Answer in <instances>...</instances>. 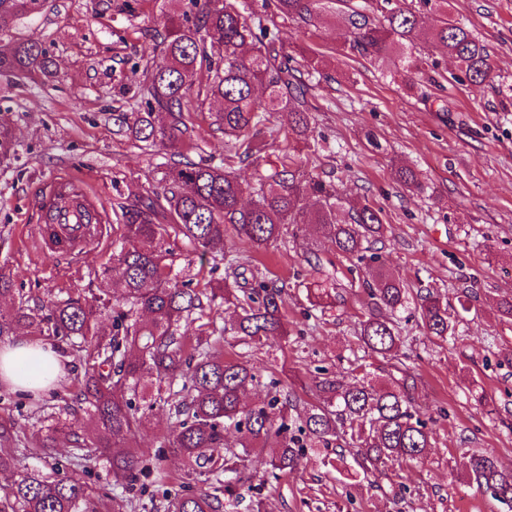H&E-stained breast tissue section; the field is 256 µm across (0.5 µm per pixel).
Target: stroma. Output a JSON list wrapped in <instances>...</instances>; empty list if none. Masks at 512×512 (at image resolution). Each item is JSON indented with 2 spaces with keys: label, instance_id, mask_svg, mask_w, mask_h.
<instances>
[{
  "label": "stroma",
  "instance_id": "stroma-1",
  "mask_svg": "<svg viewBox=\"0 0 512 512\" xmlns=\"http://www.w3.org/2000/svg\"><path fill=\"white\" fill-rule=\"evenodd\" d=\"M244 2L278 36L293 65L303 66L309 53L321 66L307 95L317 155L291 145L287 127H280L257 160L240 165L242 182L255 184L277 155L294 149L306 161L304 173L383 210L387 232L378 255L389 271L411 288L434 289L452 306L471 292L472 310L461 313L447 342L436 343L419 327L415 308L406 309L404 358L382 359L357 336L367 264L337 254L312 224L288 228L260 252L227 230L234 253L284 284L288 333L254 346L224 333L235 313L223 300L204 309L203 322L217 330L212 345L225 358L248 360L260 378L248 400L262 403L268 382L277 380L293 398L287 409L293 419L314 402L318 377L346 383L362 377L380 386L404 366L417 377L416 405L432 443L422 460H392L370 475L354 462L351 447L315 448L298 470L278 475L252 455L243 482L263 484L262 512H512L456 474L457 463L474 452L512 470V318L497 310L501 299H512V0H448L447 15L488 49L491 73L479 85L455 82V62L431 45L417 44L412 53L436 59V68L384 65L345 47L341 19L308 27L279 17L274 0ZM172 10L169 0H45L38 18L22 27L25 38L42 44L51 73L0 78V129L13 138L10 152L0 154V269L14 286L0 309L21 298L33 305L50 297L89 299L104 288L111 234L89 240L75 260L43 255L33 196L40 183L67 172L97 193L117 224L121 205L160 190L169 151L134 146L118 133L113 114L140 109L138 91L147 67L162 60L157 35ZM214 108L204 103L192 116L191 145L183 153L193 161L224 157V135L210 119ZM403 167L415 171L421 191L400 184ZM166 247L180 280L193 288L217 287L228 273L182 238L169 237ZM313 253L319 265L308 264ZM320 284L330 287V297L310 296ZM53 346L65 362L57 388L28 400L7 396L0 384V415L27 430L63 406L84 374L65 342ZM146 417L137 444L166 482L145 472L121 485L102 467L88 477L100 495L131 501V512H152L151 498L162 493L201 487L164 444L174 424L168 408Z\"/></svg>",
  "mask_w": 512,
  "mask_h": 512
}]
</instances>
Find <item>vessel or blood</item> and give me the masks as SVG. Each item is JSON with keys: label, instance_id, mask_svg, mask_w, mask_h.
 I'll return each instance as SVG.
<instances>
[{"label": "vessel or blood", "instance_id": "vessel-or-blood-1", "mask_svg": "<svg viewBox=\"0 0 512 512\" xmlns=\"http://www.w3.org/2000/svg\"><path fill=\"white\" fill-rule=\"evenodd\" d=\"M36 205L44 223L52 227L51 233L41 237L42 248L60 257L80 254L90 238V223L108 220L103 208L69 174L47 183Z\"/></svg>", "mask_w": 512, "mask_h": 512}]
</instances>
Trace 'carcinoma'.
<instances>
[{"label": "carcinoma", "mask_w": 512, "mask_h": 512, "mask_svg": "<svg viewBox=\"0 0 512 512\" xmlns=\"http://www.w3.org/2000/svg\"><path fill=\"white\" fill-rule=\"evenodd\" d=\"M196 8L173 12L161 35L163 63L150 67L141 88L142 112H119L120 130L135 142H151L181 155L190 113L203 99L220 104L217 129L224 134L220 163L178 161L164 172L162 192L140 197L112 225V258L102 270L106 288L92 301L69 298L31 307L21 301L12 312H0V336L19 327L28 336H61L85 362L76 400L93 426L75 427L65 419L71 406L47 416L39 429V445L24 446L16 423L0 417V473H11L19 454L40 458L64 439L70 444L71 466L35 468L19 475L0 492V512H126L122 500L97 498L85 474L106 464L117 480H132L148 469L137 451L135 436L143 425L135 401L169 406L177 425L168 446L184 460L187 474L204 477L210 488L166 499L165 512H223L224 501L241 498L240 466L256 448H269L273 471L298 468L314 444L341 440L359 449L356 463L369 472L389 459L421 460L431 447L425 420L415 406V377L375 386L344 384L328 377L318 382L320 402L306 409L292 427L282 406L278 382L266 403L245 401L257 375L248 361L226 360L212 348L210 332L197 328L196 345L187 347L179 334L181 322L203 311L204 301L221 298L241 310L231 326L245 344L267 336L288 335L282 312L283 288L275 280L224 281L210 293L179 280L165 238L187 240L214 261L225 260L229 247L225 225L256 250L266 249L284 235L289 224H314L336 246V252L362 262H375L374 246L384 243L383 210L343 197L336 185L317 176L301 180L295 155L277 156L271 172L246 188L235 166L265 149L259 139L276 113L288 114L291 135L308 136V85L298 76L277 45V37L261 19L245 14L240 0H191ZM43 0H0V32L35 19ZM283 19L316 25L336 14V0H276ZM349 49L382 63L417 69L429 64L408 55L425 40L440 47L458 64L455 79L482 83L491 66L485 45L467 27L444 19L434 29L422 25L421 11L393 0H362L345 15ZM40 68L49 74L45 52L35 42L15 39L0 53V75H28ZM207 69L205 84L196 85L198 71ZM164 112L169 123L157 119ZM410 291L398 277L379 268L365 284L358 336L364 348L386 359L397 357L404 343L397 312L407 307ZM420 326L446 341L455 332V316L440 295H419ZM237 447L227 444L229 431ZM464 479L512 508V470L505 471L486 455L473 454L460 464Z\"/></svg>", "instance_id": "1"}]
</instances>
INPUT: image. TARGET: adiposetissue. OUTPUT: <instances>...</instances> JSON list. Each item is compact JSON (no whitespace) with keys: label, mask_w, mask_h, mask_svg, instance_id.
Masks as SVG:
<instances>
[{"label":"adipose tissue","mask_w":512,"mask_h":512,"mask_svg":"<svg viewBox=\"0 0 512 512\" xmlns=\"http://www.w3.org/2000/svg\"><path fill=\"white\" fill-rule=\"evenodd\" d=\"M50 375H43V367ZM64 375L61 356L50 346L28 340L0 347V382L28 389L58 382Z\"/></svg>","instance_id":"1"}]
</instances>
